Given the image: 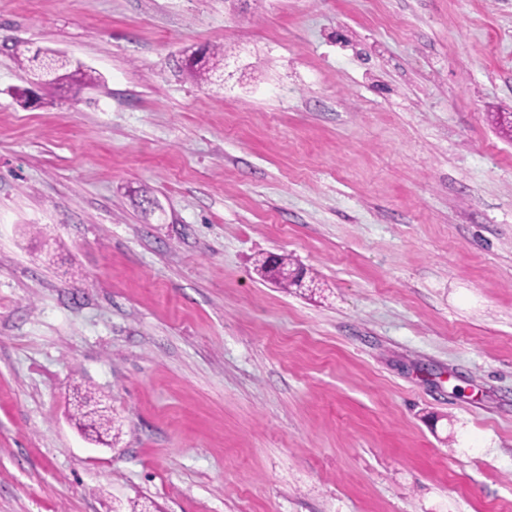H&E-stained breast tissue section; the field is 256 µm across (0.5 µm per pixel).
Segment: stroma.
I'll list each match as a JSON object with an SVG mask.
<instances>
[{"label": "stroma", "instance_id": "stroma-1", "mask_svg": "<svg viewBox=\"0 0 512 512\" xmlns=\"http://www.w3.org/2000/svg\"><path fill=\"white\" fill-rule=\"evenodd\" d=\"M509 120L512 0H0V512H512ZM41 54V61L38 62ZM29 60L36 63V67L32 68L31 71L41 82L90 84L96 80V77L82 70L79 66L74 71L69 72L72 61L67 56L53 51L37 49Z\"/></svg>", "mask_w": 512, "mask_h": 512}]
</instances>
